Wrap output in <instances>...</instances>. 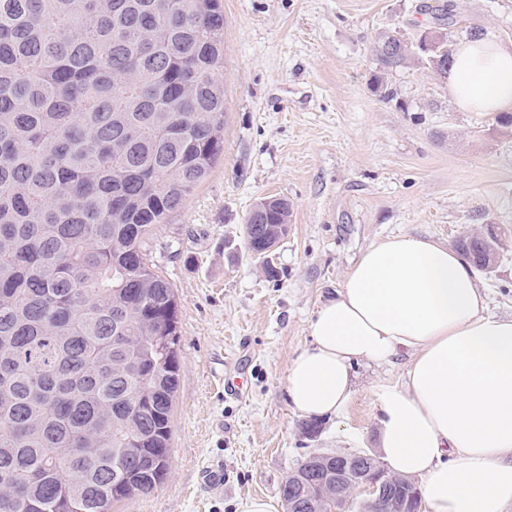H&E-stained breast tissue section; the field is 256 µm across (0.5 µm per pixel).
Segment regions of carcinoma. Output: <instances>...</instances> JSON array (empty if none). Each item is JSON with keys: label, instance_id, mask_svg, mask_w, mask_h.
Listing matches in <instances>:
<instances>
[{"label": "carcinoma", "instance_id": "1", "mask_svg": "<svg viewBox=\"0 0 512 512\" xmlns=\"http://www.w3.org/2000/svg\"><path fill=\"white\" fill-rule=\"evenodd\" d=\"M373 51L386 76L420 54ZM220 0H0V512H112L170 459L179 309L145 242L224 153ZM248 250L288 223L255 204ZM459 249L480 261L482 240ZM283 502L334 489L310 462Z\"/></svg>", "mask_w": 512, "mask_h": 512}]
</instances>
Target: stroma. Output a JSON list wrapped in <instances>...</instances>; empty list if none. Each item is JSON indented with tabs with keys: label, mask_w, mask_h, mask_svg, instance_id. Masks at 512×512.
<instances>
[{
	"label": "stroma",
	"mask_w": 512,
	"mask_h": 512,
	"mask_svg": "<svg viewBox=\"0 0 512 512\" xmlns=\"http://www.w3.org/2000/svg\"><path fill=\"white\" fill-rule=\"evenodd\" d=\"M224 153L158 228L148 248L179 307V383L170 468L152 493L112 512H236L269 499L312 450L373 451L377 393L403 385L407 353L358 361L346 412L309 436L287 399L291 360L309 323L369 246L410 235L457 248L494 230V269L476 272L492 313L512 316V132L490 112H463L428 64L374 83L378 33L410 41L431 7L512 41V0H222ZM288 200V233L267 276L246 248L259 200ZM249 393L224 395V380Z\"/></svg>",
	"instance_id": "obj_1"
}]
</instances>
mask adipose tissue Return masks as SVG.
<instances>
[{
	"label": "adipose tissue",
	"instance_id": "ef3b65f1",
	"mask_svg": "<svg viewBox=\"0 0 512 512\" xmlns=\"http://www.w3.org/2000/svg\"><path fill=\"white\" fill-rule=\"evenodd\" d=\"M444 79L461 111H512V42L489 32L464 39ZM310 336L288 368L296 412L342 415L354 362L406 350L404 385L377 393L382 460L422 477L431 512H512V316L489 312L455 251L408 235L370 246Z\"/></svg>",
	"mask_w": 512,
	"mask_h": 512
}]
</instances>
